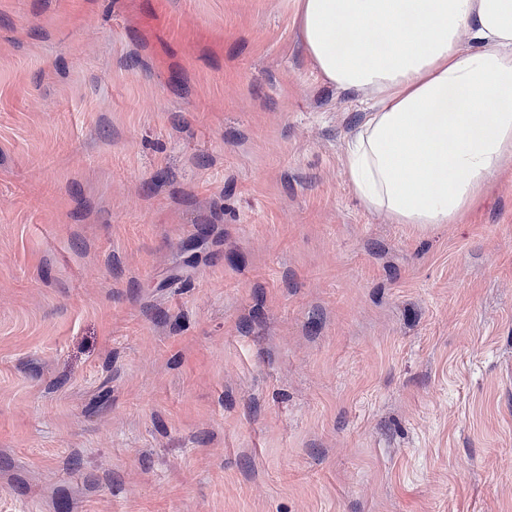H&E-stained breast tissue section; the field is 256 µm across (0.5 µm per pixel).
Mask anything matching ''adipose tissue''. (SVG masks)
Listing matches in <instances>:
<instances>
[{
    "label": "adipose tissue",
    "mask_w": 512,
    "mask_h": 512,
    "mask_svg": "<svg viewBox=\"0 0 512 512\" xmlns=\"http://www.w3.org/2000/svg\"><path fill=\"white\" fill-rule=\"evenodd\" d=\"M296 20L315 70L374 102L342 156L361 202L394 224L461 221L512 162V0H298ZM347 29L381 40L339 46Z\"/></svg>",
    "instance_id": "1"
}]
</instances>
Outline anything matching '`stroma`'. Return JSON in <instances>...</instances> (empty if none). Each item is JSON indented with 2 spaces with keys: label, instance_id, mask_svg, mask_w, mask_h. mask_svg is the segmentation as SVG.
<instances>
[{
  "label": "stroma",
  "instance_id": "1",
  "mask_svg": "<svg viewBox=\"0 0 512 512\" xmlns=\"http://www.w3.org/2000/svg\"><path fill=\"white\" fill-rule=\"evenodd\" d=\"M295 0H0V512H512V165L393 224Z\"/></svg>",
  "mask_w": 512,
  "mask_h": 512
}]
</instances>
